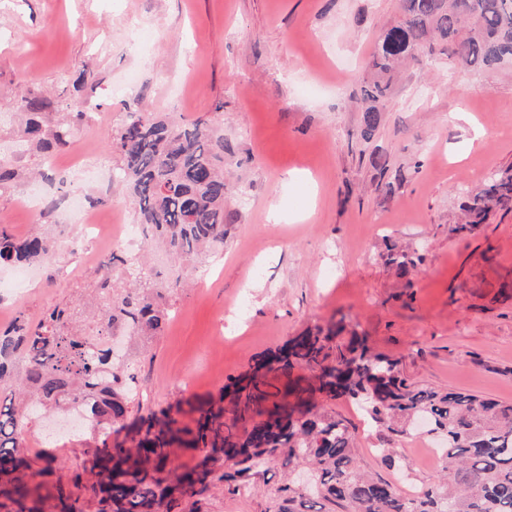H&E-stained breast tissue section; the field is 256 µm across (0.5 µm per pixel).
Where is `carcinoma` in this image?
Wrapping results in <instances>:
<instances>
[{"label":"carcinoma","instance_id":"obj_1","mask_svg":"<svg viewBox=\"0 0 512 512\" xmlns=\"http://www.w3.org/2000/svg\"><path fill=\"white\" fill-rule=\"evenodd\" d=\"M400 19L375 42L367 68L373 79L362 88L367 104L361 136L372 137L379 104L388 90L386 75L406 59L430 65L443 55L463 65L489 69L512 64V0H399ZM49 103L28 92L18 104L26 115L24 133L43 158L70 149V124L82 119V105L53 125ZM125 119L112 134V171L128 186L144 242L190 264L224 250V135L211 120L170 122L126 104ZM467 220L454 228L472 234L498 210H512V171L492 172L483 188L464 196ZM54 240L16 238L0 229V265L44 263ZM386 263L406 277L415 262L387 254ZM124 285L107 272L95 285L97 313L78 327L82 309L56 307L37 322L23 316L0 331V509L36 512L25 480L29 468L26 435L48 411L81 409L94 469L92 489L98 512H196L199 496L219 460L225 489L237 493L266 471L273 460L288 475L300 466L313 472L311 484L287 481L277 489L273 512H512V403L459 390L419 389L408 383L398 361L375 354L367 337L343 321L307 329L273 352L254 359L250 372L224 386L218 401L198 409L194 426H177L168 412L140 416L143 400L127 384L128 356L112 355L110 341L156 336L169 319L171 288L143 282L142 263H127ZM308 378H291L295 369ZM288 377L283 394L269 391L267 375ZM356 404L378 428L405 433L424 418L426 433L443 443V469L453 485L429 487L407 497L392 483L366 473L347 422L318 405ZM243 424L224 431V417ZM124 430L135 446L110 440ZM207 448L191 469L164 476L173 445ZM188 509H183V506Z\"/></svg>","mask_w":512,"mask_h":512}]
</instances>
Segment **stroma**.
Listing matches in <instances>:
<instances>
[{
  "label": "stroma",
  "mask_w": 512,
  "mask_h": 512,
  "mask_svg": "<svg viewBox=\"0 0 512 512\" xmlns=\"http://www.w3.org/2000/svg\"><path fill=\"white\" fill-rule=\"evenodd\" d=\"M398 19V0H0V158L28 173L0 188V228L24 238L62 224L75 242L56 248L72 278L41 274L20 303H0V329L86 302L104 269L120 277L138 253L136 242L90 239L69 212L21 204L79 193L99 197L98 220L135 223L128 189L117 182L100 194L79 165L92 152L111 157L112 132L136 101L162 118L214 120L227 169L223 255L189 268L157 255L146 267L147 282L188 286L135 360L144 412L190 423L192 406L218 398L254 358L339 319L415 387L511 403L512 211L470 236L453 228L464 221L463 191L485 171L512 169V70L445 56L428 71L407 63L377 131L362 139V61ZM87 66L91 85L77 81ZM31 90L54 112L91 100L97 116L74 126L48 180L20 133L17 102ZM392 245L414 259L408 277L386 265ZM330 408L349 421L371 472L398 486L443 482L429 436L367 427L344 400ZM57 422L33 426L41 454L30 459L31 485L45 512L61 492L97 512L86 437ZM282 479L272 464L244 492L212 486L199 512H271Z\"/></svg>",
  "instance_id": "obj_1"
}]
</instances>
